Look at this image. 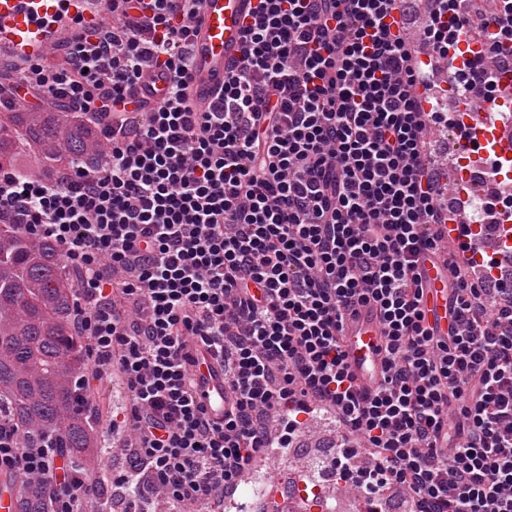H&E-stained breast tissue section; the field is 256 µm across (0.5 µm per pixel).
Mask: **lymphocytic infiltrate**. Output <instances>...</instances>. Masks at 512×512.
<instances>
[{"mask_svg":"<svg viewBox=\"0 0 512 512\" xmlns=\"http://www.w3.org/2000/svg\"><path fill=\"white\" fill-rule=\"evenodd\" d=\"M399 0H258L247 49L205 111L190 98L191 42L203 0H112L117 22L29 61L0 102L70 104L100 132L106 161L63 185L0 168V224L49 239L82 275L76 330L93 366L81 393L118 376L115 436L134 445L117 483L146 498L220 512L259 458L332 411V466L370 468L359 489L399 486L414 512H512V295L442 251L465 204L442 205L424 148L428 126L470 135L434 101L432 78L465 33L462 0H428L420 61ZM497 57L512 0H485ZM156 69L160 100L130 90ZM448 274V331L425 309L423 262ZM377 306L382 379L359 395L343 329ZM197 339L224 362L231 406L210 420L193 397ZM61 449L24 445L0 423V473L53 488L51 512H85L94 485L57 476Z\"/></svg>","mask_w":512,"mask_h":512,"instance_id":"f902f5d3","label":"lymphocytic infiltrate"}]
</instances>
